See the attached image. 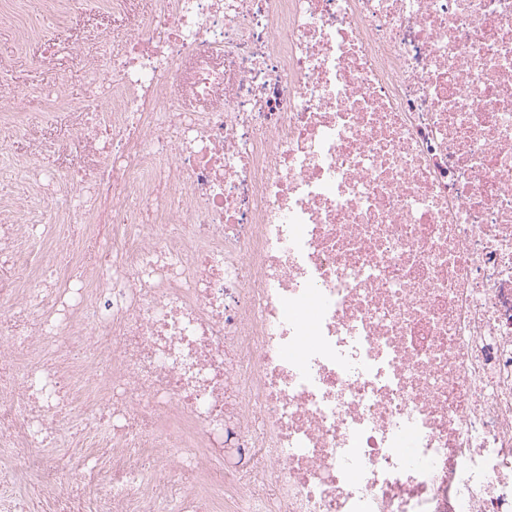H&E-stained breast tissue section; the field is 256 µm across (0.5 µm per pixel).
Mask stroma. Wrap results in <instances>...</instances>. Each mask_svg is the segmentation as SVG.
I'll list each match as a JSON object with an SVG mask.
<instances>
[{
	"mask_svg": "<svg viewBox=\"0 0 512 512\" xmlns=\"http://www.w3.org/2000/svg\"><path fill=\"white\" fill-rule=\"evenodd\" d=\"M155 5L156 0H126L123 10L115 12L101 8L98 0H72L64 25L42 14L38 35L22 48L11 30L0 28V96L19 97L33 118L45 113L53 92L72 102L70 109L57 112L34 132L0 129V145L12 157L28 161L31 171L63 168L69 154L80 148V129L87 118L83 103L99 85L78 55L120 52L123 37L146 22Z\"/></svg>",
	"mask_w": 512,
	"mask_h": 512,
	"instance_id": "stroma-1",
	"label": "stroma"
}]
</instances>
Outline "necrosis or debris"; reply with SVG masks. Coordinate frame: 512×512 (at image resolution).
<instances>
[{"instance_id":"obj_1","label":"necrosis or debris","mask_w":512,"mask_h":512,"mask_svg":"<svg viewBox=\"0 0 512 512\" xmlns=\"http://www.w3.org/2000/svg\"><path fill=\"white\" fill-rule=\"evenodd\" d=\"M87 64L0 206V512H512V0H161Z\"/></svg>"}]
</instances>
